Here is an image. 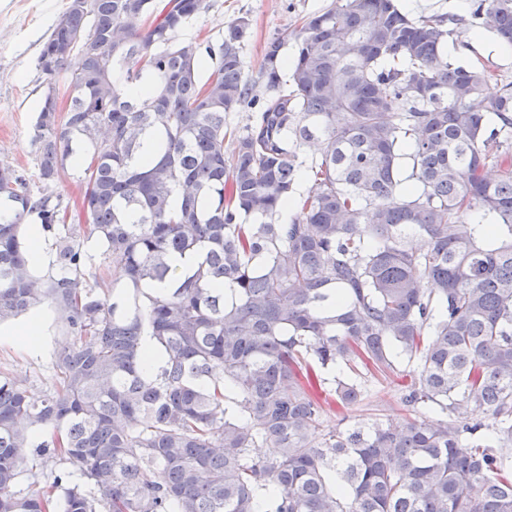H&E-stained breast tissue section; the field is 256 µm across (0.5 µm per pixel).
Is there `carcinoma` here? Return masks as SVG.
Returning a JSON list of instances; mask_svg holds the SVG:
<instances>
[{
    "label": "carcinoma",
    "instance_id": "obj_1",
    "mask_svg": "<svg viewBox=\"0 0 512 512\" xmlns=\"http://www.w3.org/2000/svg\"><path fill=\"white\" fill-rule=\"evenodd\" d=\"M205 8L69 0L43 44L39 186L0 163V323L48 302L63 338L40 401L0 372V512H512V83L485 95L440 18L339 0L267 43L228 155L250 20L179 40ZM470 26L512 46V0H477ZM372 371L439 418L322 433ZM26 448L79 479L15 491ZM76 175L71 170L61 175L56 184V191L62 195L64 203H68L70 208L79 210L82 189L76 181Z\"/></svg>",
    "mask_w": 512,
    "mask_h": 512
}]
</instances>
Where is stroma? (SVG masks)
I'll return each instance as SVG.
<instances>
[{
	"label": "stroma",
	"instance_id": "stroma-1",
	"mask_svg": "<svg viewBox=\"0 0 512 512\" xmlns=\"http://www.w3.org/2000/svg\"><path fill=\"white\" fill-rule=\"evenodd\" d=\"M332 0H206L205 10L180 33L181 38L200 43H218L237 18L248 17L250 36L243 46V61L251 78H258L264 65V47L305 17L323 10ZM475 0H398L408 17L435 16L455 19L448 39V54L465 66H490L500 79L512 81V52H496L490 32L479 33L465 25ZM69 0H0V162L15 166L25 176L35 171L32 125L43 100L46 78L38 66L43 43ZM45 334L35 350L0 343V372L24 381L30 394L41 397L56 384L52 352L62 324L50 306H42ZM362 401L350 408L331 407L325 428L341 421L368 423L397 420L408 412L403 393L392 378L375 375L363 382Z\"/></svg>",
	"mask_w": 512,
	"mask_h": 512
}]
</instances>
